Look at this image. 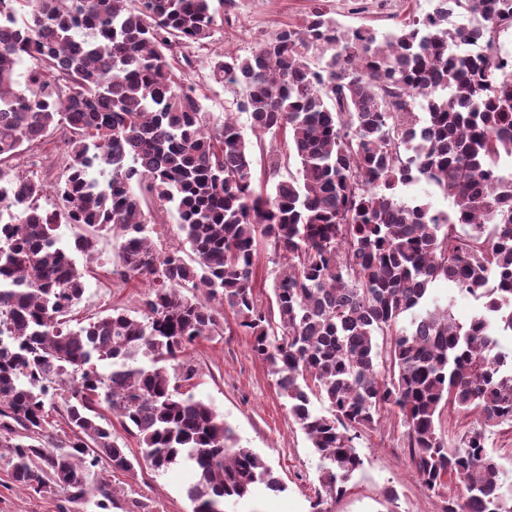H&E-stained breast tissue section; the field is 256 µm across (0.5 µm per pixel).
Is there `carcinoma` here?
Instances as JSON below:
<instances>
[{
    "label": "carcinoma",
    "mask_w": 512,
    "mask_h": 512,
    "mask_svg": "<svg viewBox=\"0 0 512 512\" xmlns=\"http://www.w3.org/2000/svg\"><path fill=\"white\" fill-rule=\"evenodd\" d=\"M234 6L0 0V459L12 482L77 498L101 463L133 470L110 413L153 470L190 464L193 512H224L258 485L285 491L222 416L181 391L198 374L190 347L223 335L227 308L319 455L313 512L347 492L364 467L354 439L387 412L405 427L424 490L461 485L444 512H512V481L484 435L512 428V347L499 340L512 337V200L500 195L502 162L512 163V58L497 44L512 0H441L383 36L317 3L250 54L210 58L211 78L243 93L214 123L182 49L209 43ZM481 11L482 28L448 29V16ZM475 33L480 54L464 48ZM417 110L425 123L412 128ZM236 111L249 114L256 141ZM60 131V206L50 210L14 161ZM267 133L288 135L297 164L270 193L281 157L267 158L263 179L253 160ZM419 182L453 212L400 196ZM149 198L177 213L189 258L152 246ZM104 231L115 237L112 275L149 289L136 316L114 307L76 320L86 270L73 253L95 252ZM263 250L285 262L266 305ZM494 279L500 287H488ZM441 280L486 299V312L458 322L454 296L432 295ZM446 411L474 413L481 428L450 448ZM52 412L62 436L49 429Z\"/></svg>",
    "instance_id": "cac0c4a2"
}]
</instances>
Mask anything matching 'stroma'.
I'll return each mask as SVG.
<instances>
[{
	"label": "stroma",
	"instance_id": "stroma-1",
	"mask_svg": "<svg viewBox=\"0 0 512 512\" xmlns=\"http://www.w3.org/2000/svg\"><path fill=\"white\" fill-rule=\"evenodd\" d=\"M310 5V0H236L232 24H217L208 48L193 53L191 80L206 94L211 118L223 117L234 95L211 79L208 55L228 49L247 54L278 29L299 24ZM321 5L343 25L370 26L382 33L396 29L407 15L429 9L427 0H395L390 10L381 0H321ZM112 259L113 240L108 234L100 235L92 258L77 256V264H92L78 306L80 315L111 306L137 310L147 284L113 278ZM191 355L199 369L193 388L196 397L222 415L241 444L262 455L287 486L280 494L258 490L232 505L231 512H312L320 487L319 458L289 415L267 365L252 353L250 336L235 329L202 339ZM405 444V429L394 416L363 432L355 446L365 465L352 475L347 493L333 504L332 512H443L446 497L458 492V484L449 482L438 496L424 492L413 475ZM194 480L193 471L183 463L159 474L144 463L131 473L101 466L88 478L90 493L76 501L65 489L40 496L15 487L0 462V512H99L96 487L102 481L118 490L110 512H130L135 501L143 505V512H191L186 490ZM390 486L395 487L396 498H386L384 491Z\"/></svg>",
	"mask_w": 512,
	"mask_h": 512
}]
</instances>
